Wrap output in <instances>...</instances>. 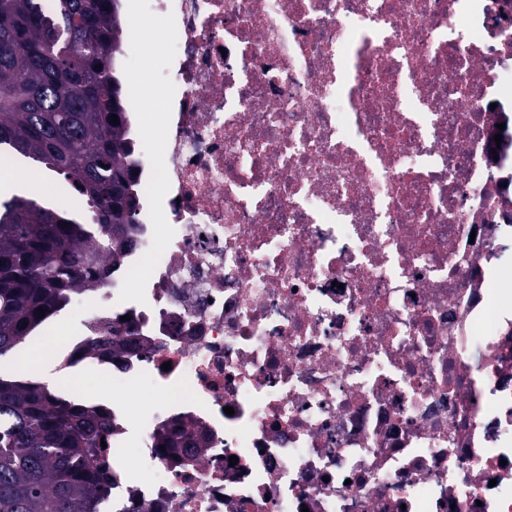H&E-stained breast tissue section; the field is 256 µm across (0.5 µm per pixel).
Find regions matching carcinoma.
Returning a JSON list of instances; mask_svg holds the SVG:
<instances>
[{"instance_id":"1","label":"carcinoma","mask_w":512,"mask_h":512,"mask_svg":"<svg viewBox=\"0 0 512 512\" xmlns=\"http://www.w3.org/2000/svg\"><path fill=\"white\" fill-rule=\"evenodd\" d=\"M120 42L119 0H56L51 17L38 0H0V160L60 175L98 209L86 224L23 195L0 200V358L13 361L0 370V512H100L111 488L108 414L49 389L25 348L134 244L127 107L108 76Z\"/></svg>"}]
</instances>
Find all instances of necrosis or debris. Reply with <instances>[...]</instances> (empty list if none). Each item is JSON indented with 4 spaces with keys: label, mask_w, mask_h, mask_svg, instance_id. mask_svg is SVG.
<instances>
[{
    "label": "necrosis or debris",
    "mask_w": 512,
    "mask_h": 512,
    "mask_svg": "<svg viewBox=\"0 0 512 512\" xmlns=\"http://www.w3.org/2000/svg\"><path fill=\"white\" fill-rule=\"evenodd\" d=\"M150 12L161 154L131 101L136 244L62 350L203 445L144 435L105 512H512V0ZM131 448L127 460V470L124 468V474L133 482L143 480L145 473L139 465V457L137 448H143V440L140 431H135L128 445Z\"/></svg>",
    "instance_id": "1"
}]
</instances>
